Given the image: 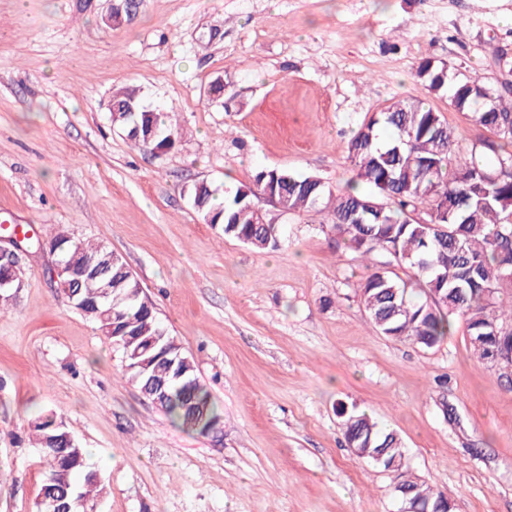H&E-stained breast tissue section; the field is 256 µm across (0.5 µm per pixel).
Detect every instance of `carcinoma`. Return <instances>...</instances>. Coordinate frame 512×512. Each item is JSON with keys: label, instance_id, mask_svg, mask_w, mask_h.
Wrapping results in <instances>:
<instances>
[{"label": "carcinoma", "instance_id": "cac0c4a2", "mask_svg": "<svg viewBox=\"0 0 512 512\" xmlns=\"http://www.w3.org/2000/svg\"><path fill=\"white\" fill-rule=\"evenodd\" d=\"M416 75L433 92H445L455 110L512 145V99L477 79L461 78L446 66L423 61ZM136 88L112 95L108 120L140 150L154 144L173 150L181 130L169 113L127 112ZM393 137L379 142L378 130ZM355 173L350 189L333 191L315 176H296L280 169H261L248 185L227 192L207 183L190 192L193 208L212 227L254 249L278 245L282 229L270 219L257 221L254 198L271 194L281 212H316L325 217L336 241L367 256L387 261L363 277L357 291L373 326L384 336L411 341L423 348L439 345L454 321H465L478 357L491 362L494 353L512 348V303L503 306L501 292L512 287V151L493 141L467 151L441 116L416 100H400L365 120L345 144ZM371 187L365 192L359 185ZM384 202L383 215L373 205ZM448 205V222L419 224L413 215ZM50 252L67 266L57 284L63 295L92 320L121 354L122 367L140 392L180 427L209 436L223 418L210 392L200 382L195 364L181 343L162 326L154 306L146 305L142 287L123 258L102 243L72 237L62 230L49 242ZM410 270L403 279L398 270ZM424 298L409 300L411 283ZM337 413L345 446L366 460L398 472L395 493L428 508L453 512L441 492L403 472L405 448L400 436L379 427L369 415L339 404ZM41 448L45 478L37 512H94L101 481L85 469L81 448L52 413L32 423Z\"/></svg>", "mask_w": 512, "mask_h": 512}]
</instances>
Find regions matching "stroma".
Masks as SVG:
<instances>
[{
  "instance_id": "35a3bbf8",
  "label": "stroma",
  "mask_w": 512,
  "mask_h": 512,
  "mask_svg": "<svg viewBox=\"0 0 512 512\" xmlns=\"http://www.w3.org/2000/svg\"><path fill=\"white\" fill-rule=\"evenodd\" d=\"M110 10L0 0V223L120 254L223 424L174 426L59 292L49 252L20 255L24 286L0 303V512H35L42 412L89 449L97 512H399L394 473L345 447L341 404L399 434L409 475L454 512H512V378L478 361L464 322L432 349L391 340L356 293L364 259L319 215L257 200L285 237L256 250L189 197L263 167L345 189V142L398 100L425 102L463 147L492 139L415 71L512 85V0H139L113 26ZM126 86L169 112L175 150L140 152L110 125Z\"/></svg>"
}]
</instances>
